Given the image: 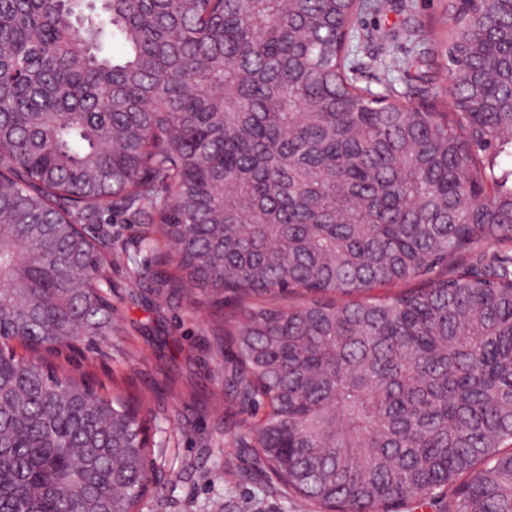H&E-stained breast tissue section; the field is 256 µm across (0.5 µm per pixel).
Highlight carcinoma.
Returning a JSON list of instances; mask_svg holds the SVG:
<instances>
[{
    "instance_id": "carcinoma-1",
    "label": "carcinoma",
    "mask_w": 512,
    "mask_h": 512,
    "mask_svg": "<svg viewBox=\"0 0 512 512\" xmlns=\"http://www.w3.org/2000/svg\"><path fill=\"white\" fill-rule=\"evenodd\" d=\"M367 8L0 0V512H139L166 455L140 396L51 362L112 330L106 213L158 225L170 295L269 296L224 385L285 495L512 512V248L457 263L512 244V5L460 8L419 105L359 85Z\"/></svg>"
}]
</instances>
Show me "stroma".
Masks as SVG:
<instances>
[{
    "instance_id": "35a3bbf8",
    "label": "stroma",
    "mask_w": 512,
    "mask_h": 512,
    "mask_svg": "<svg viewBox=\"0 0 512 512\" xmlns=\"http://www.w3.org/2000/svg\"><path fill=\"white\" fill-rule=\"evenodd\" d=\"M458 7L459 0H379L377 10L360 18L363 83L390 79L405 92L421 83L426 69L447 68L442 52L429 67L414 64L417 49L409 33L439 30L441 19ZM109 229L113 248L137 256L136 263L112 265L115 327L94 350L67 352L58 362L107 385L128 379L168 427L170 446L157 463L156 490L142 512H311L306 500L284 498L259 472L243 440L251 417L224 394L220 327L240 319L242 301L228 295L219 308L197 289L167 301L156 298L143 275L156 261L142 240L147 225L118 222ZM173 471L179 474L174 482Z\"/></svg>"
}]
</instances>
